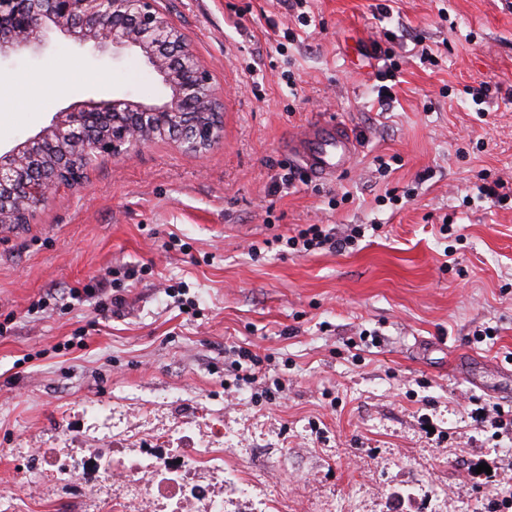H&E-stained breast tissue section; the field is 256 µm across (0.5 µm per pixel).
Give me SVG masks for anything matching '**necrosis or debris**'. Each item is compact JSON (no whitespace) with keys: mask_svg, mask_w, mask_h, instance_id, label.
<instances>
[{"mask_svg":"<svg viewBox=\"0 0 512 512\" xmlns=\"http://www.w3.org/2000/svg\"><path fill=\"white\" fill-rule=\"evenodd\" d=\"M182 432L186 441L177 448H73L44 453L38 467L60 476L83 473L97 493V512H135L145 499L153 512H224L223 496L198 478L223 472V449L196 445L191 425Z\"/></svg>","mask_w":512,"mask_h":512,"instance_id":"1","label":"necrosis or debris"}]
</instances>
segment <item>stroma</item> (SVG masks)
<instances>
[{
    "mask_svg": "<svg viewBox=\"0 0 512 512\" xmlns=\"http://www.w3.org/2000/svg\"><path fill=\"white\" fill-rule=\"evenodd\" d=\"M382 2L306 0L304 27L283 0H161L224 97L222 137L104 159L0 233V512H85L81 479L45 478L39 451L142 448L216 419L224 474L203 478L224 512H512V426L472 417L512 415V200L477 190L512 176V0H392L385 18ZM0 69L1 153L84 100L167 93L139 54L66 39ZM317 120L358 142L329 180L290 156ZM310 224L364 235L287 247ZM101 279L119 305H69ZM242 346L263 360L251 384Z\"/></svg>",
    "mask_w": 512,
    "mask_h": 512,
    "instance_id": "1",
    "label": "stroma"
}]
</instances>
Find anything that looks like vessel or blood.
I'll return each instance as SVG.
<instances>
[{"label":"vessel or blood","mask_w":512,"mask_h":512,"mask_svg":"<svg viewBox=\"0 0 512 512\" xmlns=\"http://www.w3.org/2000/svg\"><path fill=\"white\" fill-rule=\"evenodd\" d=\"M289 144L304 169L321 179L333 178L350 167L357 150L353 136L341 125L322 121L303 127Z\"/></svg>","instance_id":"obj_1"}]
</instances>
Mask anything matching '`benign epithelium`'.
Listing matches in <instances>:
<instances>
[{"label": "benign epithelium", "mask_w": 512, "mask_h": 512, "mask_svg": "<svg viewBox=\"0 0 512 512\" xmlns=\"http://www.w3.org/2000/svg\"><path fill=\"white\" fill-rule=\"evenodd\" d=\"M59 35L98 51L138 50L170 94L159 104L91 98L0 153L1 224L29 223L53 195L81 184L97 159L130 160L166 136L201 154L221 137L224 102L160 0H0V58L38 53ZM124 113L134 121H120ZM107 115L108 129L95 134Z\"/></svg>", "instance_id": "obj_1"}]
</instances>
